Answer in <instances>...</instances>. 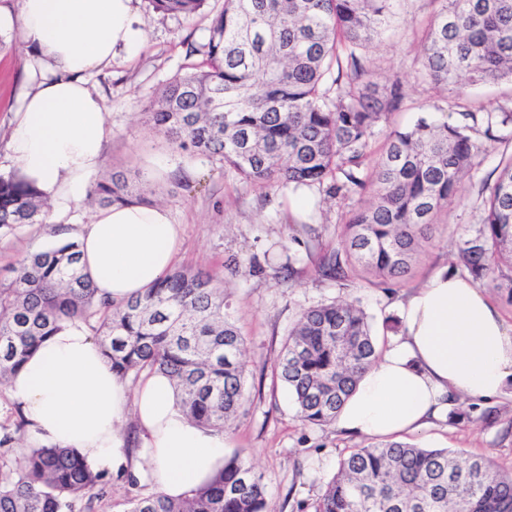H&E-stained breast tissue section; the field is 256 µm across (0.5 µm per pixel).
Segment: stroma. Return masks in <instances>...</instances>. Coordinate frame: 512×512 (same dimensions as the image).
Returning a JSON list of instances; mask_svg holds the SVG:
<instances>
[{
	"mask_svg": "<svg viewBox=\"0 0 512 512\" xmlns=\"http://www.w3.org/2000/svg\"><path fill=\"white\" fill-rule=\"evenodd\" d=\"M442 0H397L391 26L366 53L378 83L400 79L407 99L404 108L378 123L369 151L379 156L393 131L410 127L419 118L460 123L465 112L512 111V83H470L434 86L423 76L422 44L427 25ZM146 41L135 55L116 51L111 62L89 80L100 95L112 127L104 149L102 174L122 170L136 176L148 197L166 205L182 227L176 267L228 277L231 315L246 339L245 361L250 405L236 421L224 452L247 448L263 473L268 498L276 512H296L298 502H313L338 462L352 449L366 446L363 438L336 431L334 426L308 427L296 416L286 387L274 374L275 362L299 313L311 306L344 297L358 298L373 318L380 347L396 332L384 330L386 318L396 316L395 303L418 287L441 264L460 268L459 248L480 224L482 188L493 181L497 166L512 157V128H497V139L478 155L465 179L462 197L452 199L436 217L432 242L424 244L400 284L374 275L358 274L355 287L341 288L321 279L317 266L335 250L342 227L352 214L367 206L370 193H350L333 201L325 189H304L308 204L293 210L286 189L260 188L243 182L233 171L208 161L189 158L172 146L144 115L155 94L187 64L188 44L206 43L212 12L192 18L154 13L147 0H134ZM0 175L14 172L6 143L10 121L26 90V60L30 49L19 28L0 31ZM162 159L168 175L151 176L148 166ZM49 243L41 225L27 224L0 233V278L21 257ZM236 262L235 275L225 266ZM496 424L479 422L483 403H460V418H445L409 435V442L427 448H447L491 458L503 471L512 470V397L496 399Z\"/></svg>",
	"mask_w": 512,
	"mask_h": 512,
	"instance_id": "35a3bbf8",
	"label": "stroma"
}]
</instances>
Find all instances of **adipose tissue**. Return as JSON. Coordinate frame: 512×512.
<instances>
[{
	"instance_id": "ef3b65f1",
	"label": "adipose tissue",
	"mask_w": 512,
	"mask_h": 512,
	"mask_svg": "<svg viewBox=\"0 0 512 512\" xmlns=\"http://www.w3.org/2000/svg\"><path fill=\"white\" fill-rule=\"evenodd\" d=\"M18 25L32 55L34 85L10 122L19 171L53 205L60 237L78 232L81 263L99 298L119 303L174 266L181 227L163 205H113L75 225L112 134L89 79L116 51L146 39L133 0H16L0 27ZM402 330L360 379L335 421L338 431L384 439L415 433L448 413L458 396L490 401L512 389V324L467 276L448 267L396 304ZM8 391L30 436L79 449L124 477L131 461L123 425L134 418L157 490L172 497L206 482L224 464L223 433L193 424L160 372L137 386L113 373L78 324L48 337Z\"/></svg>"
}]
</instances>
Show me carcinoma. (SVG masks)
I'll return each mask as SVG.
<instances>
[{
    "mask_svg": "<svg viewBox=\"0 0 512 512\" xmlns=\"http://www.w3.org/2000/svg\"><path fill=\"white\" fill-rule=\"evenodd\" d=\"M153 11L191 18L209 0H147ZM394 0H224L198 57L147 106L148 121L189 157H205L262 188L326 186L331 199L371 190L373 201L345 225L341 247L319 275L342 287L361 266L394 284L433 238L437 213L462 197L483 144L477 114L464 124L421 118L394 132L369 161L374 127L399 111V81L371 80L364 51L381 35ZM423 44L425 77L446 85L512 81V0H442ZM486 139L512 112L486 113ZM371 167L368 178L360 177ZM485 183L482 224L459 258L481 284L512 295V157ZM99 207L151 200L121 172L98 179ZM47 202L13 173L0 176V230L43 224ZM80 246L65 240L30 254L0 279V385L48 336L80 323L97 336L122 378L162 372L176 404L204 429L229 434L246 410L245 340L231 321L224 282L174 270L124 302L97 296L80 267ZM379 356L371 318L355 298L303 310L275 366L305 425L328 426ZM109 480L76 448L26 442L24 422L0 426V512H95ZM512 512V472L486 456L384 440L341 458L337 472L298 512ZM128 512H271L264 476L246 448L224 458L208 483L173 499L159 491Z\"/></svg>",
    "mask_w": 512,
    "mask_h": 512,
    "instance_id": "1",
    "label": "carcinoma"
}]
</instances>
